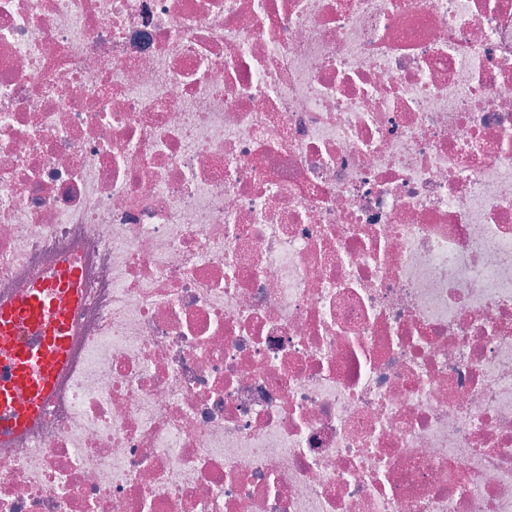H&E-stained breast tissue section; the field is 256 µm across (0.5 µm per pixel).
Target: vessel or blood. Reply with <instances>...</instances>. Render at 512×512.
Returning <instances> with one entry per match:
<instances>
[{
  "instance_id": "obj_1",
  "label": "vessel or blood",
  "mask_w": 512,
  "mask_h": 512,
  "mask_svg": "<svg viewBox=\"0 0 512 512\" xmlns=\"http://www.w3.org/2000/svg\"><path fill=\"white\" fill-rule=\"evenodd\" d=\"M80 301V270L67 263L0 305L1 440L22 432L43 411L67 364L70 316ZM23 331L32 337L25 346L17 343Z\"/></svg>"
}]
</instances>
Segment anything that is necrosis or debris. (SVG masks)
<instances>
[{"instance_id": "necrosis-or-debris-1", "label": "necrosis or debris", "mask_w": 512, "mask_h": 512, "mask_svg": "<svg viewBox=\"0 0 512 512\" xmlns=\"http://www.w3.org/2000/svg\"><path fill=\"white\" fill-rule=\"evenodd\" d=\"M64 261L0 512H512V0H0V304Z\"/></svg>"}]
</instances>
